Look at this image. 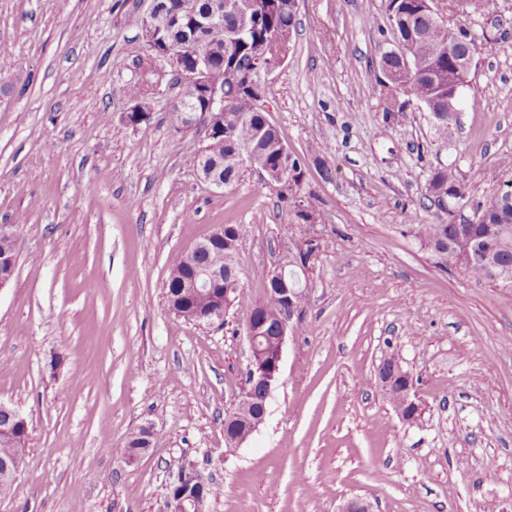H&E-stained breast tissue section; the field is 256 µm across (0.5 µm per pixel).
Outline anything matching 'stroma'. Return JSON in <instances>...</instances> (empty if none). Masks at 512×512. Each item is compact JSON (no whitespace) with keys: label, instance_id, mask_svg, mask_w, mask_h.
<instances>
[{"label":"stroma","instance_id":"stroma-1","mask_svg":"<svg viewBox=\"0 0 512 512\" xmlns=\"http://www.w3.org/2000/svg\"><path fill=\"white\" fill-rule=\"evenodd\" d=\"M437 0L480 46L459 112L379 84L387 0H297L284 64L262 74L264 111L310 164L298 224L257 171L218 189L191 164L203 127H182L169 82L132 126L128 86L158 65L142 39L149 0H0V234L17 260L0 289V402L28 425L0 512H167L193 466L219 490L206 512H512V288L475 283L409 232L437 223L434 169L479 196L512 179V0L494 12ZM402 111H389V103ZM240 227V283L264 300L302 247L305 332L290 335L264 423L238 448L224 413L242 391L246 314L176 316L174 259ZM399 355L424 413L402 422L377 369ZM151 449L114 454L141 427Z\"/></svg>","mask_w":512,"mask_h":512}]
</instances>
